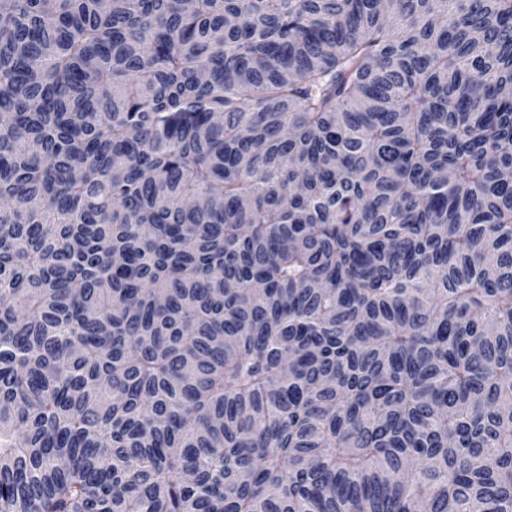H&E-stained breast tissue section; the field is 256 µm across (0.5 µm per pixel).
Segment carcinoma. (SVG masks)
Returning <instances> with one entry per match:
<instances>
[{"label":"carcinoma","instance_id":"obj_1","mask_svg":"<svg viewBox=\"0 0 512 512\" xmlns=\"http://www.w3.org/2000/svg\"><path fill=\"white\" fill-rule=\"evenodd\" d=\"M512 0H0V512H512Z\"/></svg>","mask_w":512,"mask_h":512}]
</instances>
